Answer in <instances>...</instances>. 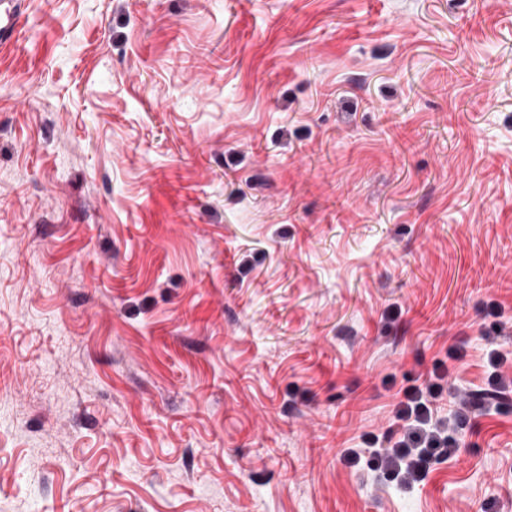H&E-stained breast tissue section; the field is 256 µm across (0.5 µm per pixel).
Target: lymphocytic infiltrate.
I'll return each instance as SVG.
<instances>
[{
    "label": "lymphocytic infiltrate",
    "mask_w": 512,
    "mask_h": 512,
    "mask_svg": "<svg viewBox=\"0 0 512 512\" xmlns=\"http://www.w3.org/2000/svg\"><path fill=\"white\" fill-rule=\"evenodd\" d=\"M443 392L441 384L428 383L425 388L405 389L398 405L397 420L401 434L386 448L369 453L349 449L346 459L351 465L366 464L375 476L411 486L424 482L433 464L457 457L461 444L455 435L457 426L465 424L469 414L487 407H502L507 399L503 384H493L484 394L459 398L454 420L435 416L434 400Z\"/></svg>",
    "instance_id": "obj_1"
}]
</instances>
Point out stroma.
Segmentation results:
<instances>
[{
  "label": "stroma",
  "instance_id": "35a3bbf8",
  "mask_svg": "<svg viewBox=\"0 0 512 512\" xmlns=\"http://www.w3.org/2000/svg\"><path fill=\"white\" fill-rule=\"evenodd\" d=\"M512 0H29L0 46V512H512ZM491 390L477 391L467 397L456 400L455 420L437 419L433 423L436 411L434 401L444 388L436 382L428 383L424 390L411 387L404 390V398L398 405L396 418L402 421L401 434L390 430L385 436L389 446L368 453L349 449L345 454L347 461L359 465L365 461L368 469L379 478L396 480L405 486L424 482L434 463L456 458L462 451L459 439L455 436V424L463 426L468 414L480 408H502L508 400L506 388L502 383L491 385ZM477 393H484L475 396ZM431 398L432 400H430ZM452 421L453 424L449 425Z\"/></svg>",
  "mask_w": 512,
  "mask_h": 512
}]
</instances>
